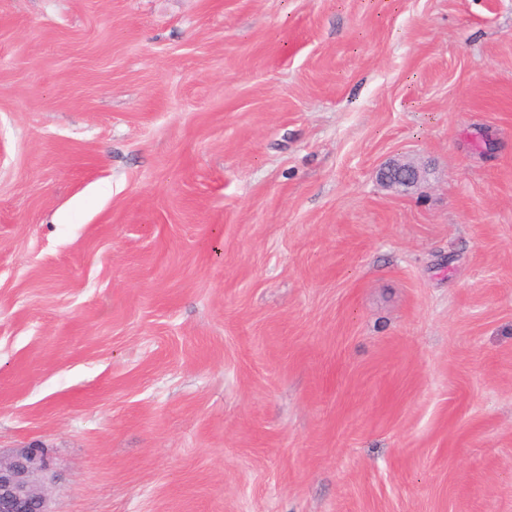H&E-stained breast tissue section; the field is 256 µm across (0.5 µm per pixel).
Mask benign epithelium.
<instances>
[{"mask_svg": "<svg viewBox=\"0 0 512 512\" xmlns=\"http://www.w3.org/2000/svg\"><path fill=\"white\" fill-rule=\"evenodd\" d=\"M389 188L408 191L424 182V171L416 163L397 160L380 172ZM57 475L42 448H16L0 454V512H52L50 488Z\"/></svg>", "mask_w": 512, "mask_h": 512, "instance_id": "obj_1", "label": "benign epithelium"}]
</instances>
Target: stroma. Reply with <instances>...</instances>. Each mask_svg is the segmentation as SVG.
I'll return each mask as SVG.
<instances>
[{"label": "stroma", "mask_w": 512, "mask_h": 512, "mask_svg": "<svg viewBox=\"0 0 512 512\" xmlns=\"http://www.w3.org/2000/svg\"><path fill=\"white\" fill-rule=\"evenodd\" d=\"M30 445L53 512H512V0H0ZM391 172L395 175L389 179L387 175ZM380 178L391 189L408 191L421 186L424 182V171L412 161L397 160L381 170Z\"/></svg>", "instance_id": "35a3bbf8"}]
</instances>
